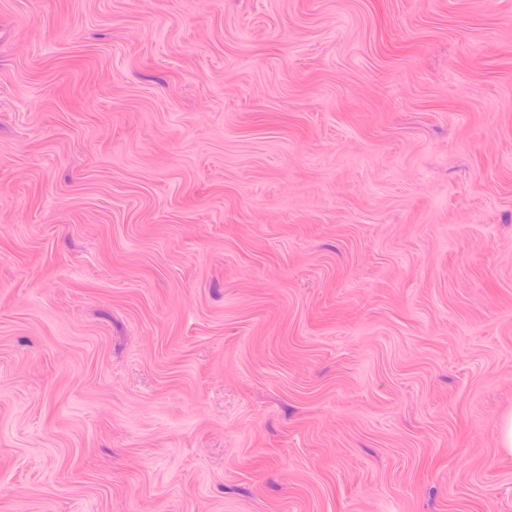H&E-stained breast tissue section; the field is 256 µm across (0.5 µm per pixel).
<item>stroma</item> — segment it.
I'll list each match as a JSON object with an SVG mask.
<instances>
[{
  "mask_svg": "<svg viewBox=\"0 0 512 512\" xmlns=\"http://www.w3.org/2000/svg\"><path fill=\"white\" fill-rule=\"evenodd\" d=\"M512 0H0V512H512Z\"/></svg>",
  "mask_w": 512,
  "mask_h": 512,
  "instance_id": "obj_1",
  "label": "stroma"
}]
</instances>
